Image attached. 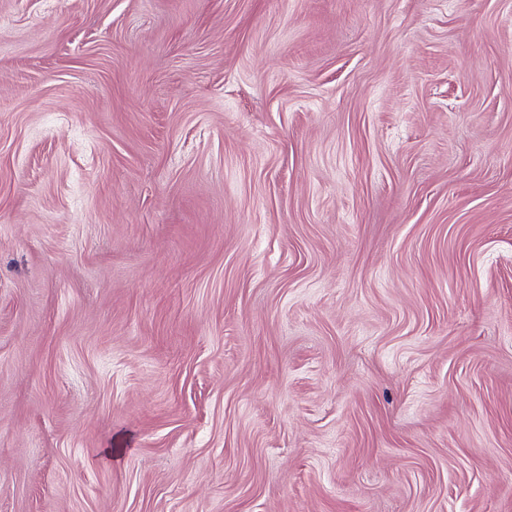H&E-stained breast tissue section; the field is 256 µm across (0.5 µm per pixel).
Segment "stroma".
<instances>
[{"label": "stroma", "instance_id": "35a3bbf8", "mask_svg": "<svg viewBox=\"0 0 512 512\" xmlns=\"http://www.w3.org/2000/svg\"><path fill=\"white\" fill-rule=\"evenodd\" d=\"M0 512H512V0H0Z\"/></svg>", "mask_w": 512, "mask_h": 512}]
</instances>
